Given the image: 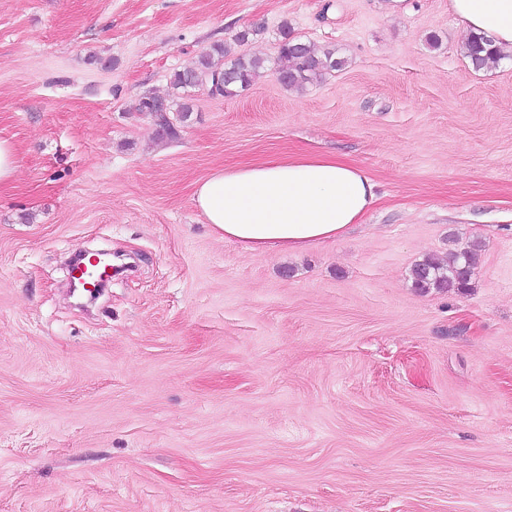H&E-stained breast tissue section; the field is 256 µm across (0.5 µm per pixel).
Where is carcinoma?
I'll use <instances>...</instances> for the list:
<instances>
[{
  "instance_id": "carcinoma-1",
  "label": "carcinoma",
  "mask_w": 512,
  "mask_h": 512,
  "mask_svg": "<svg viewBox=\"0 0 512 512\" xmlns=\"http://www.w3.org/2000/svg\"><path fill=\"white\" fill-rule=\"evenodd\" d=\"M463 53L477 69L490 68L501 59V52L484 42L480 36L471 37ZM345 65V58L336 55L335 49L327 48L319 52L313 45L293 37L288 27H283L276 73L282 76L280 84L284 88H304ZM266 70L264 59L233 57L226 46L214 44L202 52L191 66L175 71L170 85L175 90L186 92L206 84L212 85L218 80L223 86L221 95L232 98L247 90ZM160 102L165 104L166 111L177 110L184 118L191 112V106L186 101L176 106L174 100L152 93L142 95L137 110L151 114ZM475 265L476 253L473 249L450 254L445 264L427 258L413 267V284L424 291L448 289L465 294Z\"/></svg>"
}]
</instances>
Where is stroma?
Segmentation results:
<instances>
[{"instance_id":"stroma-1","label":"stroma","mask_w":512,"mask_h":512,"mask_svg":"<svg viewBox=\"0 0 512 512\" xmlns=\"http://www.w3.org/2000/svg\"><path fill=\"white\" fill-rule=\"evenodd\" d=\"M285 24L346 66L189 90L174 138L138 111L213 44L275 61ZM463 40L448 0H0V512H512V52ZM273 152L378 200L245 252L194 185ZM473 244L467 294L414 288ZM96 251L135 266L82 306ZM16 172L15 146L6 139H0V185L10 182Z\"/></svg>"}]
</instances>
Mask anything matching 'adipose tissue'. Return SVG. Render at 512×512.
<instances>
[{
  "label": "adipose tissue",
  "instance_id": "ef3b65f1",
  "mask_svg": "<svg viewBox=\"0 0 512 512\" xmlns=\"http://www.w3.org/2000/svg\"><path fill=\"white\" fill-rule=\"evenodd\" d=\"M463 31L512 51V0H448ZM375 181L336 156L271 153L198 181L193 201L215 234L242 250L285 254L344 236L375 203Z\"/></svg>",
  "mask_w": 512,
  "mask_h": 512
}]
</instances>
